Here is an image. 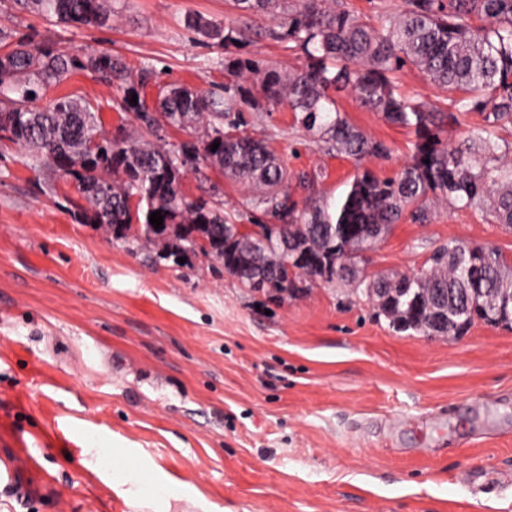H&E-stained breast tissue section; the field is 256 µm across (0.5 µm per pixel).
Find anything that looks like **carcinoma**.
<instances>
[{"label": "carcinoma", "instance_id": "cac0c4a2", "mask_svg": "<svg viewBox=\"0 0 512 512\" xmlns=\"http://www.w3.org/2000/svg\"><path fill=\"white\" fill-rule=\"evenodd\" d=\"M13 2L57 25L103 27L112 20L105 0ZM233 3L250 18L281 17L273 37L300 51L303 61L281 71L257 60L229 58L224 70L233 80L220 93L160 87L157 118L145 101L149 67L134 75L110 52L71 55L51 43L33 45L24 36L12 44L13 35L0 30L6 48L0 54V132L20 148L29 168L50 167L75 182L89 204L73 213L75 220L103 228L117 240L159 245L162 259L179 258L201 238L208 243L201 251L246 288L252 287L254 272L276 264L283 243L299 249L313 243L316 263L279 266L264 289L274 300L282 297L281 283L301 284L311 277L325 283L339 277L363 294L388 287L391 278L366 276L343 259L374 245L372 231L390 230L406 213L416 223H430L434 198L512 226V166L504 163L512 146L500 144L497 133L501 123L512 122V0H409L408 10L379 29L336 6V0ZM183 24L197 41L219 47L239 46L251 33L249 25L229 27L197 13L185 14ZM407 65L448 91V112H429L397 92L393 73ZM75 70L94 72L109 85L120 81L113 108L134 115L146 132L109 134L101 106L72 93L36 105L44 88L63 83ZM248 83L269 100L287 102L295 127L315 142L331 144L337 154L356 161L387 155L384 143L332 109L330 92L347 90L389 122L414 129L410 159L392 178L367 170L356 174L334 206L301 208L288 188V167L267 139L239 131L242 108L257 107ZM134 95L135 105L129 103ZM471 111L480 112L483 123L468 128L461 142L442 141L443 119L458 124ZM165 127L188 130L192 140L173 148L153 143L149 136ZM93 137L98 143L91 148ZM203 162L255 191L247 203L274 223L243 233L217 194L209 200L188 198L185 177ZM158 210L163 225L157 230L149 216ZM429 271L427 279L415 273L407 277L408 286L392 290L388 304L375 305L376 316L389 319L398 331L423 334L431 316L426 290L442 289L447 299L441 310L457 336L474 321H486L491 292L498 289L495 310L512 326V270L499 250L450 239L432 256Z\"/></svg>", "mask_w": 512, "mask_h": 512}]
</instances>
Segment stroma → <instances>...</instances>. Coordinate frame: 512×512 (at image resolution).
I'll list each match as a JSON object with an SVG mask.
<instances>
[{
  "mask_svg": "<svg viewBox=\"0 0 512 512\" xmlns=\"http://www.w3.org/2000/svg\"><path fill=\"white\" fill-rule=\"evenodd\" d=\"M105 27L58 26L0 0V29L61 50L149 64L152 83L203 91L228 82L225 56L291 68L299 52L252 19L249 42H197L186 13L240 25L231 0H109ZM399 92L447 111L422 73ZM101 103L106 130L139 128L112 108L115 87L87 71L61 87ZM336 106L389 153L355 161L294 128L287 103L245 109L313 189L300 205L335 203L355 174L395 176L415 139L347 92ZM218 187L250 222L247 188L213 168L188 175L189 197ZM81 197L51 169L33 171L0 132V512H512V330L475 322L458 337L395 332L349 285L307 283L280 300L242 287L199 252L184 263L116 240L72 215ZM512 260V229L441 206L403 217L370 253L369 273L428 267L449 239ZM114 448L95 465L90 443ZM163 478L168 506H139L115 483Z\"/></svg>",
  "mask_w": 512,
  "mask_h": 512,
  "instance_id": "obj_1",
  "label": "stroma"
}]
</instances>
